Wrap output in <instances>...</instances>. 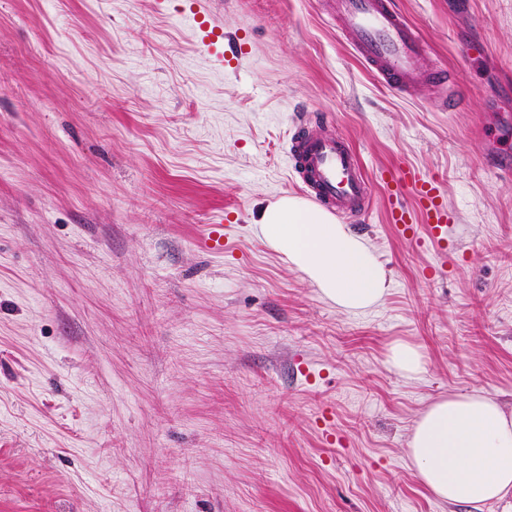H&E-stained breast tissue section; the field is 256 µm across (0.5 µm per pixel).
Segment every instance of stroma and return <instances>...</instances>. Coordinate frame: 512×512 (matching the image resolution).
Masks as SVG:
<instances>
[{
  "mask_svg": "<svg viewBox=\"0 0 512 512\" xmlns=\"http://www.w3.org/2000/svg\"><path fill=\"white\" fill-rule=\"evenodd\" d=\"M324 2L0 0V512H512L435 500L407 454L442 397L512 406V0H396L449 76L409 94ZM322 118L373 179L363 313L254 232ZM401 167L442 187L447 249L387 223ZM387 363L400 375L408 378L421 374L425 369L421 351L407 343L396 342L389 350Z\"/></svg>",
  "mask_w": 512,
  "mask_h": 512,
  "instance_id": "stroma-1",
  "label": "stroma"
}]
</instances>
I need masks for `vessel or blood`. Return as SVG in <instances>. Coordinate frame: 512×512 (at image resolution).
Listing matches in <instances>:
<instances>
[{
    "label": "vessel or blood",
    "mask_w": 512,
    "mask_h": 512,
    "mask_svg": "<svg viewBox=\"0 0 512 512\" xmlns=\"http://www.w3.org/2000/svg\"><path fill=\"white\" fill-rule=\"evenodd\" d=\"M328 5L333 15L344 18L356 56L384 84L410 91L424 68L425 42L392 0H328ZM288 154L304 191L320 206L343 219L370 209V176L332 122L302 126L291 138ZM390 180L409 188L413 202L394 203L389 224L404 237L422 232L431 242L445 244L452 217L437 182L413 168L399 169Z\"/></svg>",
    "instance_id": "obj_1"
}]
</instances>
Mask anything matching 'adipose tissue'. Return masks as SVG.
Listing matches in <instances>:
<instances>
[{"label": "adipose tissue", "instance_id": "1", "mask_svg": "<svg viewBox=\"0 0 512 512\" xmlns=\"http://www.w3.org/2000/svg\"><path fill=\"white\" fill-rule=\"evenodd\" d=\"M256 232L339 310H370L387 293L384 267L365 240L300 197L267 204ZM408 455L440 502L502 500L512 494V409L483 394L434 401L414 421Z\"/></svg>", "mask_w": 512, "mask_h": 512}]
</instances>
